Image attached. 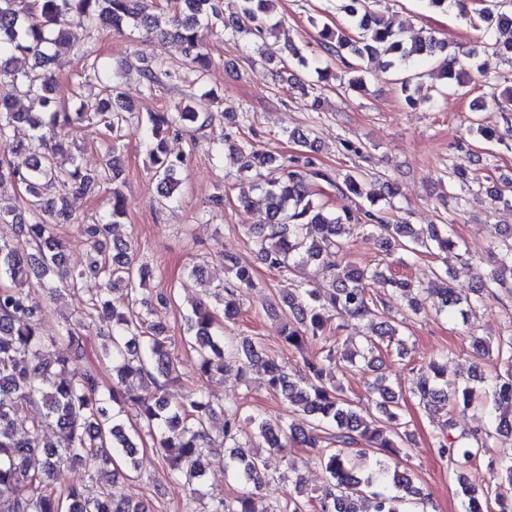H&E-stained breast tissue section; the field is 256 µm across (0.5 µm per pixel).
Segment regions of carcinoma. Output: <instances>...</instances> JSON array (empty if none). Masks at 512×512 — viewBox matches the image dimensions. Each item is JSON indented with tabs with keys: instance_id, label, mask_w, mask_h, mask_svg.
Here are the masks:
<instances>
[{
	"instance_id": "obj_1",
	"label": "carcinoma",
	"mask_w": 512,
	"mask_h": 512,
	"mask_svg": "<svg viewBox=\"0 0 512 512\" xmlns=\"http://www.w3.org/2000/svg\"><path fill=\"white\" fill-rule=\"evenodd\" d=\"M273 0H175L174 11H158L153 0H0V86L11 93L0 95V189L9 184L16 193L14 202L0 198V223L19 225L13 241L0 240V512H151L142 501L116 499L105 493L99 498L67 482L64 469L81 465L88 476L102 480L117 460L138 469L137 455L142 435L151 437L155 453L169 470L170 477L183 484L190 494L204 496L201 487L207 475L208 457L215 450L210 435L216 415L223 417L221 446L228 450L226 472L243 485L231 500L222 493L209 496L206 512H254L250 488H257L279 473L275 462L288 459V443L318 449L319 462L328 476V487L316 496L315 512H415L423 495L415 485L414 474L399 465L401 404L386 377L367 383L368 394L377 397L378 414H363L334 380L337 362L351 365L358 360L372 361L378 343L396 345L398 354L405 346L399 326L392 320L374 325L377 339L365 341L349 351L338 352V337L332 331L347 328L350 320L372 321L378 317L381 301L367 290V281L384 277L391 290L409 298L406 313L417 315L422 301L431 300L437 312L470 325L477 308L474 294L460 293L448 284V270L435 275L428 285L396 276H383L379 267L338 264L328 270V291L306 287L291 280L279 289L283 341L300 350L312 341H322L321 351L305 359L304 376L294 379L278 359L268 355L255 341L237 340L224 335L219 319L210 306L213 298L223 305V318L235 322L241 313L240 297L257 287L253 272L235 267L234 280L215 284L203 276L195 263L190 274L200 280L203 298L186 317L185 344L196 354L199 378L235 372L243 381L253 371L262 373L269 388L292 405L301 408L299 423L283 424L261 415L242 424L238 409H216L201 387L173 402L165 381L175 372L169 351L166 327L155 320L152 306L134 311L138 302L136 285L150 277L147 264H135L132 243L109 239L110 226L126 216L122 191L123 170L118 153L122 131L135 119L144 128L142 148L164 200L175 198L178 174L186 164L182 155L168 150L171 134L188 127L206 130L215 116L196 107V97L175 111L140 112L123 98L120 84L110 81L105 92L91 100L84 86L101 82L105 69L88 49L80 51L82 72L73 85L75 105L69 108L57 97V83L48 70L52 47L68 38L69 26L77 23L96 31L132 27L154 36L161 44H179L187 65L185 79L198 83L211 60L199 37L203 26L250 34L260 39L279 29L273 21ZM346 25L358 31L349 39L344 31L325 25L320 31L327 53L339 58L354 73L349 86H362L361 66L349 58L388 57L384 68L399 74V84L411 104L424 74L420 64L444 55L447 43L429 35L411 43L403 42L377 15L370 0H338ZM434 11L454 7L468 12L470 0H423ZM490 0H475V10L487 28L512 27V16L488 6ZM21 56L31 66L21 68ZM163 59L159 55L143 59L140 69L148 95L160 84ZM443 78L463 87L471 82V70L449 56L442 67ZM21 96L36 106L31 112H17L12 98ZM19 123L31 127L25 140L11 135ZM93 126L111 139L105 159L97 168L83 166L79 156L70 155L69 166H60L56 156L71 149L66 132ZM211 144L223 146L242 159V168L253 173V196L239 197L243 208H262L267 222L250 230L251 243L259 259L278 272L297 271L310 266L322 253L341 250V227L362 224L376 234L385 255L442 253L458 249L449 224H433L424 236L412 225L393 222L383 215L377 201L355 204L332 212L312 200L313 186L322 181L336 187L346 198H364L360 177L348 174L338 184L331 174L302 153L289 161L249 149V142L231 135L216 136ZM470 158L453 165L448 183L470 182ZM104 190L112 197L110 209L83 232L93 256L86 268L75 271L64 263L59 227L79 221L75 203ZM493 200L512 207V181L505 179L492 190ZM498 271L493 283H512V228L497 230ZM46 294L82 290L83 280L100 281L98 293L89 298L78 316L67 320L53 336L43 334L44 309L30 291L29 280ZM91 331L109 337L105 352L112 363V384L103 383L97 372L74 364L73 355ZM498 359L507 364L506 374L479 378L491 390L494 414L475 429V446L446 438L439 441L438 453L463 469L477 453L489 447L498 435H512V336L497 345ZM448 356L428 361L417 374L412 394L425 409L452 404L454 410L468 411L474 388L468 383L448 389L445 380ZM37 409L27 413L23 405ZM134 414L135 423L126 421ZM55 427L57 441L41 444L45 426ZM256 436L269 453L252 452L247 439ZM458 494L464 512H486L489 490L462 478ZM306 490L295 480L293 492L274 512H302L299 497Z\"/></svg>"
}]
</instances>
